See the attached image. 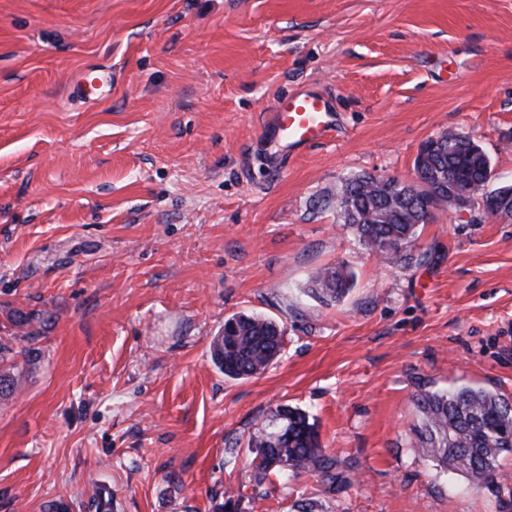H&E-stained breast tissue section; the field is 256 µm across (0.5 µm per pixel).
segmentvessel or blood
<instances>
[{
    "label": "vessel or blood",
    "mask_w": 512,
    "mask_h": 512,
    "mask_svg": "<svg viewBox=\"0 0 512 512\" xmlns=\"http://www.w3.org/2000/svg\"><path fill=\"white\" fill-rule=\"evenodd\" d=\"M330 101L314 91H303L277 101L269 122L270 132L296 152L325 140L336 128Z\"/></svg>",
    "instance_id": "1"
}]
</instances>
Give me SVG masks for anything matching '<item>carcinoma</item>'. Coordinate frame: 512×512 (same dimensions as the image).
<instances>
[{
    "label": "carcinoma",
    "instance_id": "1",
    "mask_svg": "<svg viewBox=\"0 0 512 512\" xmlns=\"http://www.w3.org/2000/svg\"><path fill=\"white\" fill-rule=\"evenodd\" d=\"M454 141L453 149H422L430 157L417 155L414 166L431 173L432 180L445 188L450 199L463 191L473 201H487L486 189L493 181L490 159L471 139L444 133ZM341 220L361 246L381 261L408 268L422 265L428 253H413L418 228L433 218L429 192L416 184L395 178L360 175L346 182ZM354 274L343 265L315 271L311 293L324 305L341 301L353 286ZM214 365L231 380H245L262 374L284 352V327L278 321L255 313H237L224 321V338L214 337L210 345ZM39 350L20 353L10 341L0 340V397L7 399L20 388L23 364L36 359ZM417 422L413 424L416 448L444 471L465 474L479 485L497 474L500 456L512 451V400L472 386L446 390L421 389L412 396ZM248 448L257 482L274 475L283 483L302 473L314 472L324 488L336 490L343 482L336 459L321 446L320 433L310 415L297 408L279 406L269 411L258 431L250 436Z\"/></svg>",
    "mask_w": 512,
    "mask_h": 512
}]
</instances>
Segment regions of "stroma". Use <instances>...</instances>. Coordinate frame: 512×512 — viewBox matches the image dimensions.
Returning <instances> with one entry per match:
<instances>
[{"label": "stroma", "mask_w": 512, "mask_h": 512, "mask_svg": "<svg viewBox=\"0 0 512 512\" xmlns=\"http://www.w3.org/2000/svg\"><path fill=\"white\" fill-rule=\"evenodd\" d=\"M306 89L340 122L291 157L267 126ZM443 133L512 184V0H0V338L45 318L0 399V512H512V452L476 486L411 433L419 390L512 398V219L439 208L400 269L331 205L413 180ZM338 264L354 286L322 305L309 275ZM240 312L286 330L246 381L209 352ZM279 404L316 418L340 492L255 483Z\"/></svg>", "instance_id": "1"}]
</instances>
